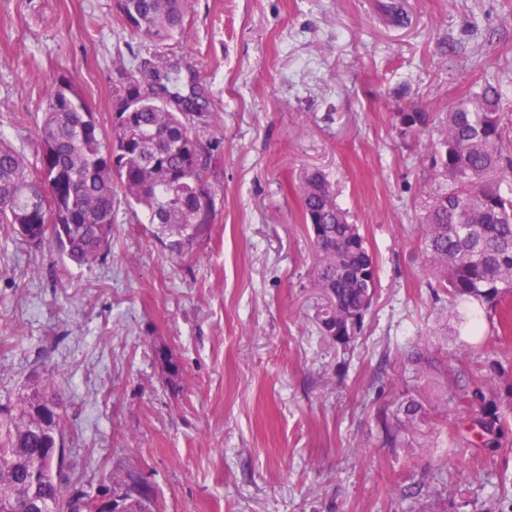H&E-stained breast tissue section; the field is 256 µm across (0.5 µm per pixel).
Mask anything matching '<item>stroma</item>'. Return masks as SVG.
I'll return each mask as SVG.
<instances>
[{"mask_svg":"<svg viewBox=\"0 0 512 512\" xmlns=\"http://www.w3.org/2000/svg\"><path fill=\"white\" fill-rule=\"evenodd\" d=\"M156 55L215 111L212 221L183 260L117 203L112 249L90 268L0 224V405L55 374L71 478L136 469L164 512H410L404 490L440 461L426 512H512V432L456 452L465 410L442 385L426 391L446 419L411 448L385 447L377 423L417 343L512 383V307L500 325L475 305L460 327L426 286L428 137L395 119L491 82L512 120V0H191L165 46L130 37L114 0H0V139L35 157L56 77L111 129L118 67ZM314 168L379 268L347 355L316 330L325 298L299 196Z\"/></svg>","mask_w":512,"mask_h":512,"instance_id":"stroma-1","label":"stroma"}]
</instances>
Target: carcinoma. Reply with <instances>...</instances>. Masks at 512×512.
Masks as SVG:
<instances>
[{"instance_id": "carcinoma-1", "label": "carcinoma", "mask_w": 512, "mask_h": 512, "mask_svg": "<svg viewBox=\"0 0 512 512\" xmlns=\"http://www.w3.org/2000/svg\"><path fill=\"white\" fill-rule=\"evenodd\" d=\"M189 0H116L123 28L132 36L166 45L184 34ZM112 132L103 131L91 105L67 78L46 90L37 133L36 163L0 139V224L26 242L51 239L67 257L91 266L112 247L117 196L133 215L158 226L178 257L191 255L200 228L212 214L208 197L211 156L199 128L213 113L194 83L183 90L177 63L157 56L150 63L120 66ZM502 92L490 82L454 100L445 112H399L398 124L437 134L427 156L434 185L418 224L428 287L458 305L477 301L493 308L512 293V150L500 113ZM300 199L316 256L315 277L329 298L320 310V335L347 353L361 335L379 284L377 265L358 225L349 222L325 173L307 171ZM414 384L398 392L395 410L382 411L383 445L406 447L425 422L420 382L448 377V357L430 348L406 353ZM468 384L451 398L468 412L464 452L498 448L512 416L482 366L469 369ZM42 380L11 408H0V488L12 489L19 507L36 498L41 512H71L65 470L39 465L37 449L50 447L40 409L51 403L63 420L60 399ZM430 488L421 479L404 490L415 505Z\"/></svg>"}]
</instances>
